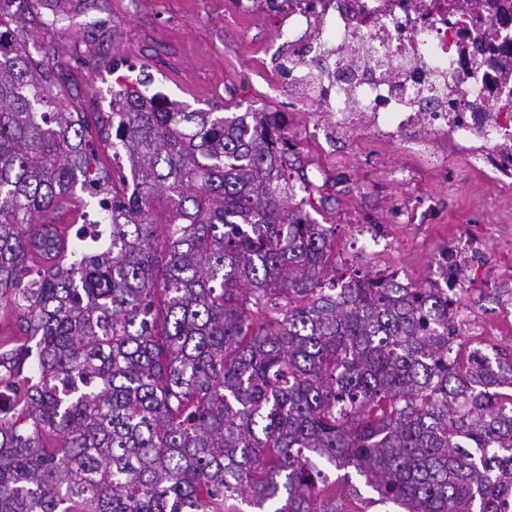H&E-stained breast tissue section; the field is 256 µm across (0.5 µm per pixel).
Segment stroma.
<instances>
[{
  "label": "stroma",
  "mask_w": 512,
  "mask_h": 512,
  "mask_svg": "<svg viewBox=\"0 0 512 512\" xmlns=\"http://www.w3.org/2000/svg\"><path fill=\"white\" fill-rule=\"evenodd\" d=\"M43 14L68 19L46 43L76 109L108 112L121 79L190 109L283 112L293 145L288 162L311 182L310 216L336 227V274L396 271L422 284L436 258L460 234L482 242L472 300L485 335L473 346L512 356V327L499 333V296L512 292V185L471 167L445 134L428 166L399 142L369 133L347 136L313 107L296 102L274 51L278 24L262 9L242 13L233 0H36Z\"/></svg>",
  "instance_id": "35a3bbf8"
}]
</instances>
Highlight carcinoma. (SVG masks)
Listing matches in <instances>:
<instances>
[{
    "mask_svg": "<svg viewBox=\"0 0 512 512\" xmlns=\"http://www.w3.org/2000/svg\"><path fill=\"white\" fill-rule=\"evenodd\" d=\"M32 8L0 0V512H364L331 466L404 512H499L512 360L455 348L448 290L336 284L335 225L287 205L280 112L139 81L71 111L40 41L60 18ZM84 194L71 244L49 215Z\"/></svg>",
    "mask_w": 512,
    "mask_h": 512,
    "instance_id": "obj_1",
    "label": "carcinoma"
}]
</instances>
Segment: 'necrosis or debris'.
I'll return each mask as SVG.
<instances>
[{"label":"necrosis or debris","instance_id":"1","mask_svg":"<svg viewBox=\"0 0 512 512\" xmlns=\"http://www.w3.org/2000/svg\"><path fill=\"white\" fill-rule=\"evenodd\" d=\"M288 37V74L297 98L345 132L422 137L410 153L434 165L433 135L471 143L476 168L512 175V0H479L480 23L448 0H267ZM482 252L460 239L448 254L454 295L472 292Z\"/></svg>","mask_w":512,"mask_h":512}]
</instances>
